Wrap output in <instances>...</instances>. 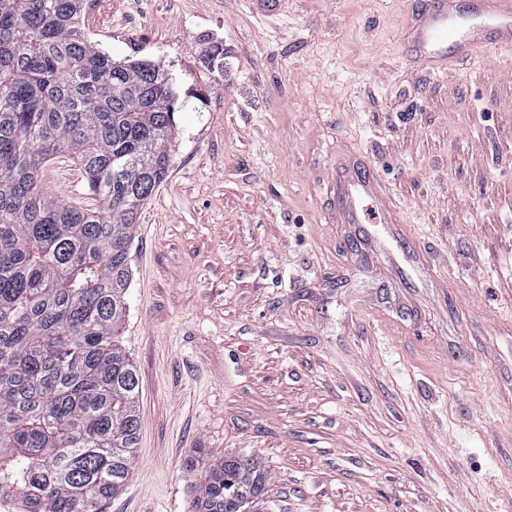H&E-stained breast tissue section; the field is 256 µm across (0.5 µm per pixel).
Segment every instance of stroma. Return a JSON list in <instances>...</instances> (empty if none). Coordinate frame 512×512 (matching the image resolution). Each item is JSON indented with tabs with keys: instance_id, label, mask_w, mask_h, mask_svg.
<instances>
[{
	"instance_id": "obj_1",
	"label": "stroma",
	"mask_w": 512,
	"mask_h": 512,
	"mask_svg": "<svg viewBox=\"0 0 512 512\" xmlns=\"http://www.w3.org/2000/svg\"><path fill=\"white\" fill-rule=\"evenodd\" d=\"M413 9H86L90 40L160 63L178 105L118 337L139 371V444L103 512H190L184 465L202 448L262 463L263 512H512V49L417 65ZM344 152L378 175L429 271L339 223ZM43 183L95 205L71 157Z\"/></svg>"
}]
</instances>
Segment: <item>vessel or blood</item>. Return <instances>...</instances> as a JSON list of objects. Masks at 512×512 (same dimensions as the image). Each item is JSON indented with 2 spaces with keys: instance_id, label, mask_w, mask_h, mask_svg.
<instances>
[{
  "instance_id": "1",
  "label": "vessel or blood",
  "mask_w": 512,
  "mask_h": 512,
  "mask_svg": "<svg viewBox=\"0 0 512 512\" xmlns=\"http://www.w3.org/2000/svg\"><path fill=\"white\" fill-rule=\"evenodd\" d=\"M415 63L442 68L472 60L483 48L512 47V0H424L405 34ZM340 192L336 211L344 224H395L398 213L381 184L355 156L336 162Z\"/></svg>"
}]
</instances>
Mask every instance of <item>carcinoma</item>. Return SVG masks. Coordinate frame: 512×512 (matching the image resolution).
<instances>
[{"label": "carcinoma", "mask_w": 512, "mask_h": 512, "mask_svg": "<svg viewBox=\"0 0 512 512\" xmlns=\"http://www.w3.org/2000/svg\"><path fill=\"white\" fill-rule=\"evenodd\" d=\"M84 0H0V499L22 512H98L133 472L136 366L126 317L138 211L172 165L173 78L116 60ZM60 154L100 206L51 197ZM193 512H246L267 493L248 455L185 462Z\"/></svg>", "instance_id": "cac0c4a2"}]
</instances>
